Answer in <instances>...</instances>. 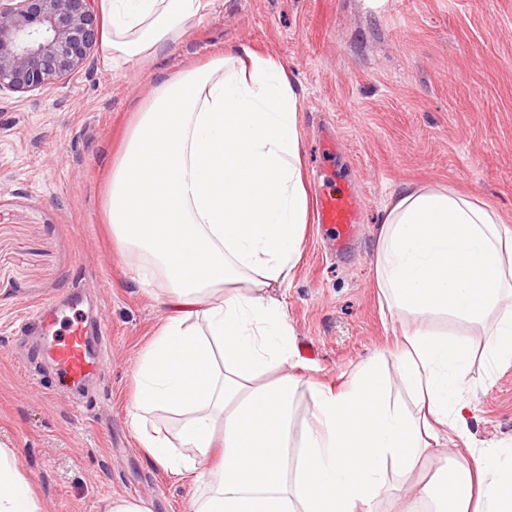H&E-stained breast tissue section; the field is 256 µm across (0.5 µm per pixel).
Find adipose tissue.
Here are the masks:
<instances>
[{"mask_svg":"<svg viewBox=\"0 0 512 512\" xmlns=\"http://www.w3.org/2000/svg\"><path fill=\"white\" fill-rule=\"evenodd\" d=\"M209 0H97L103 58L155 57ZM299 94L273 55L240 46L159 79L112 165L113 237L138 281L165 286L166 317L139 356L128 414L141 448L199 483L192 512H376L446 434L464 440L433 481L390 512H512V460L470 443V352L447 333H402L396 374L366 359L348 389L310 384L290 435L295 338L277 291L302 258L309 199ZM389 313L484 326L488 367L512 361V229L452 188L408 184L388 204L371 257ZM404 387L410 405L392 396ZM164 410L173 431L148 427ZM0 512H40L14 449L0 446Z\"/></svg>","mask_w":512,"mask_h":512,"instance_id":"1","label":"adipose tissue"}]
</instances>
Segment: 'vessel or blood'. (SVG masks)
I'll return each instance as SVG.
<instances>
[{
    "label": "vessel or blood",
    "instance_id": "1",
    "mask_svg": "<svg viewBox=\"0 0 512 512\" xmlns=\"http://www.w3.org/2000/svg\"><path fill=\"white\" fill-rule=\"evenodd\" d=\"M361 200L350 186L320 190L316 200V219L322 229L331 231L337 247L348 244L358 222ZM108 341V327L99 324L89 330L82 319L71 318L56 341L48 344L46 356L69 387H83L102 368L101 351Z\"/></svg>",
    "mask_w": 512,
    "mask_h": 512
}]
</instances>
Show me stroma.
I'll list each match as a JSON object with an SVG mask.
<instances>
[{"label": "stroma", "instance_id": "stroma-1", "mask_svg": "<svg viewBox=\"0 0 512 512\" xmlns=\"http://www.w3.org/2000/svg\"><path fill=\"white\" fill-rule=\"evenodd\" d=\"M242 45L274 55L294 79L309 193L349 182L362 199L349 251L331 254L309 222L280 291L299 352L294 428L310 416L309 382L342 388L402 331L380 311L370 258L381 212L404 184L452 188L512 227V0H213L148 62L115 67L96 51L65 84L0 95V443L17 450L41 512H99L107 496L190 512L194 485L145 454L128 417L135 362L166 307L161 284L134 282L106 190L155 81ZM74 291L83 319L111 331L83 394L56 385L19 331L36 306ZM430 326L472 354V441L512 448V362L486 370L480 325L440 316Z\"/></svg>", "mask_w": 512, "mask_h": 512}]
</instances>
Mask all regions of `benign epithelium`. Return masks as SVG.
<instances>
[{
  "mask_svg": "<svg viewBox=\"0 0 512 512\" xmlns=\"http://www.w3.org/2000/svg\"><path fill=\"white\" fill-rule=\"evenodd\" d=\"M97 41L96 0H0V94L65 82Z\"/></svg>",
  "mask_w": 512,
  "mask_h": 512,
  "instance_id": "1",
  "label": "benign epithelium"
}]
</instances>
